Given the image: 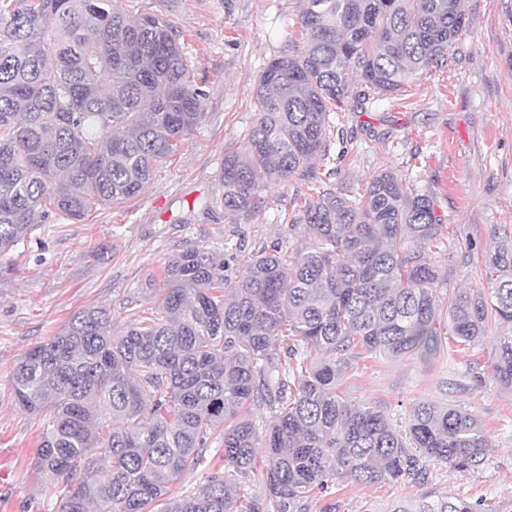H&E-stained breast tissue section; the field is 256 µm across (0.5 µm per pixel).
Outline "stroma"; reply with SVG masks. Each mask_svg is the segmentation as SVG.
Segmentation results:
<instances>
[{"label": "stroma", "instance_id": "obj_1", "mask_svg": "<svg viewBox=\"0 0 512 512\" xmlns=\"http://www.w3.org/2000/svg\"><path fill=\"white\" fill-rule=\"evenodd\" d=\"M134 16L168 19L185 43L188 64L205 92L203 117L135 198L98 208L90 220L35 225L0 255V512H52L57 489L33 458L41 429L19 408L11 375L29 348L53 336L76 311L105 306L112 332L122 334L127 301L155 309L162 302L165 262L191 244L235 245L225 274L262 249L292 252L310 241L293 224L306 188L297 177L269 184L259 218L224 212L225 154L243 150L259 111L255 96L266 65L297 41L301 0H121ZM466 23L448 63L423 71L400 92L351 101L333 114L330 181L361 188L381 170L430 194L445 225L434 260L446 285L481 286L478 262L495 228L512 226V0H463ZM492 339L435 358L389 359L352 354L339 393L380 409L406 428L422 402L451 404L474 414L488 440L484 462L459 473L443 463L424 481L359 485L337 482L327 502L336 512L424 494L464 499L480 512H512V392L492 379ZM324 502V503H327ZM324 503L311 501L308 512Z\"/></svg>", "mask_w": 512, "mask_h": 512}]
</instances>
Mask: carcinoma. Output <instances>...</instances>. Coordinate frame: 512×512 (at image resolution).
Here are the masks:
<instances>
[{
    "instance_id": "obj_1",
    "label": "carcinoma",
    "mask_w": 512,
    "mask_h": 512,
    "mask_svg": "<svg viewBox=\"0 0 512 512\" xmlns=\"http://www.w3.org/2000/svg\"><path fill=\"white\" fill-rule=\"evenodd\" d=\"M299 25L300 42L260 74V116L222 177L224 211L246 217L264 210L268 183L307 182L293 223L310 243L257 254L233 281L223 252L192 246L166 263L159 308H131L123 335L111 309L90 306L19 359L12 393L41 420L35 465L65 478L55 512H306L339 479L481 465L488 441L469 412L420 403L402 433L337 389L355 349L433 355L448 335L463 346L492 337L493 377L512 390V235L495 236L486 286L448 297L443 327L432 197L390 170L360 193L325 181L350 74L383 96L447 64L461 0H303ZM204 96L162 17L132 18L116 0H0V253L35 224L82 222L137 196L197 126ZM261 409L273 420H257ZM217 439L224 470L170 495L210 469L204 448ZM248 478L268 502L235 506ZM388 512L478 508L425 495Z\"/></svg>"
}]
</instances>
